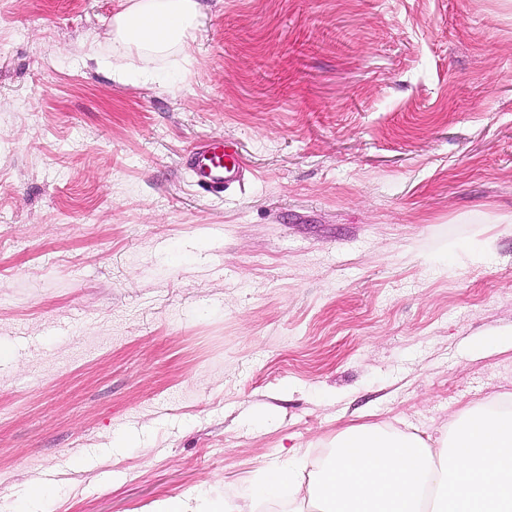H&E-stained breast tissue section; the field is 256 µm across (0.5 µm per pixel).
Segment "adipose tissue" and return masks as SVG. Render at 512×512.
<instances>
[{
  "label": "adipose tissue",
  "instance_id": "1",
  "mask_svg": "<svg viewBox=\"0 0 512 512\" xmlns=\"http://www.w3.org/2000/svg\"><path fill=\"white\" fill-rule=\"evenodd\" d=\"M198 18V0H123L112 19V40L126 52L168 55L187 48Z\"/></svg>",
  "mask_w": 512,
  "mask_h": 512
}]
</instances>
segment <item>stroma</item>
I'll use <instances>...</instances> for the list:
<instances>
[{"label":"stroma","instance_id":"obj_1","mask_svg":"<svg viewBox=\"0 0 512 512\" xmlns=\"http://www.w3.org/2000/svg\"><path fill=\"white\" fill-rule=\"evenodd\" d=\"M200 3L174 69L119 0H0L6 512L236 503L512 399V0ZM185 163L195 174L199 187L211 193L240 183L245 171L234 146L223 140L194 145L186 153Z\"/></svg>","mask_w":512,"mask_h":512}]
</instances>
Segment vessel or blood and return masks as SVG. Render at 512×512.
<instances>
[{"label":"vessel or blood","mask_w":512,"mask_h":512,"mask_svg":"<svg viewBox=\"0 0 512 512\" xmlns=\"http://www.w3.org/2000/svg\"><path fill=\"white\" fill-rule=\"evenodd\" d=\"M185 163L197 178L201 189L220 193L240 183L243 161L234 146L226 141L212 140L191 147Z\"/></svg>","instance_id":"obj_1"}]
</instances>
